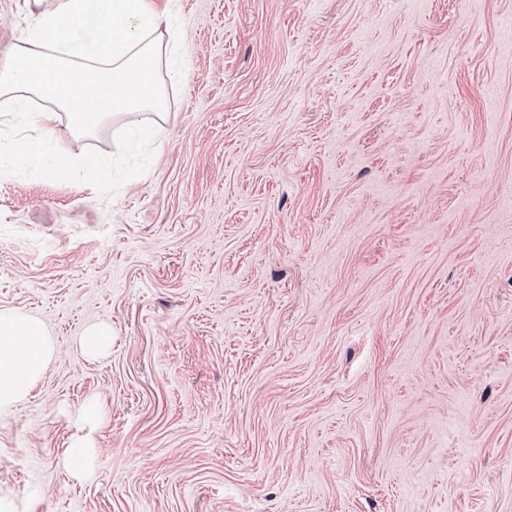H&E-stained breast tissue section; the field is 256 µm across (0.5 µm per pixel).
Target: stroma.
Wrapping results in <instances>:
<instances>
[{
	"mask_svg": "<svg viewBox=\"0 0 512 512\" xmlns=\"http://www.w3.org/2000/svg\"><path fill=\"white\" fill-rule=\"evenodd\" d=\"M155 6L187 57L159 137L58 121L51 150L106 151L108 185L0 168V309L57 350L0 411V495L512 512V0ZM31 7L0 0V63ZM111 330L101 324L88 327L79 339L83 353L90 357H98L105 353L111 345Z\"/></svg>",
	"mask_w": 512,
	"mask_h": 512,
	"instance_id": "1",
	"label": "stroma"
}]
</instances>
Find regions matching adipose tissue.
<instances>
[{
    "mask_svg": "<svg viewBox=\"0 0 512 512\" xmlns=\"http://www.w3.org/2000/svg\"><path fill=\"white\" fill-rule=\"evenodd\" d=\"M36 6L11 60L0 65V126L31 123L39 141L19 154L42 159L47 173L59 162L47 145L59 118L79 135L114 120L150 141L154 127L140 116L167 109L165 80L175 77L178 52L164 43L167 12L153 0H34ZM46 101L35 112L34 99ZM55 356L44 324L19 310H0V409L25 400Z\"/></svg>",
    "mask_w": 512,
    "mask_h": 512,
    "instance_id": "1",
    "label": "adipose tissue"
}]
</instances>
